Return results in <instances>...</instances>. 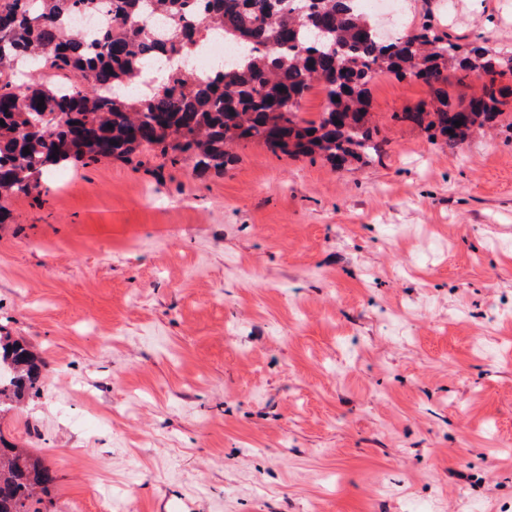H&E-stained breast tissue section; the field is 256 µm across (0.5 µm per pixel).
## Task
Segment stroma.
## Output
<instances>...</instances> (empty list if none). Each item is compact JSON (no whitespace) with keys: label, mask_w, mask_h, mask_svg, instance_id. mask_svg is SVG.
<instances>
[{"label":"stroma","mask_w":512,"mask_h":512,"mask_svg":"<svg viewBox=\"0 0 512 512\" xmlns=\"http://www.w3.org/2000/svg\"><path fill=\"white\" fill-rule=\"evenodd\" d=\"M512 50V0H407ZM451 146L375 77L379 157L233 147L101 159L10 197L0 327L43 358L0 437L56 472L51 512H512V75Z\"/></svg>","instance_id":"1"}]
</instances>
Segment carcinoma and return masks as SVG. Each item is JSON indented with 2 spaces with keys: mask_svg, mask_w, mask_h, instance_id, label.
<instances>
[{
  "mask_svg": "<svg viewBox=\"0 0 512 512\" xmlns=\"http://www.w3.org/2000/svg\"><path fill=\"white\" fill-rule=\"evenodd\" d=\"M372 26L361 0H0V192L141 149L189 157L199 172L224 170L241 141L334 167L369 160L379 145L367 85L381 73L435 88L431 109L399 119L451 145L500 115L495 76L512 72V52L465 50L428 14L385 41ZM215 38L236 50L224 66L195 76L170 66ZM160 67L165 80L148 83ZM451 67L481 81L457 104L439 88ZM315 87L325 107L304 120L300 102ZM42 368L26 343L0 335V414L37 394ZM54 482L42 457L0 442V512H44Z\"/></svg>",
  "mask_w": 512,
  "mask_h": 512,
  "instance_id": "carcinoma-1",
  "label": "carcinoma"
}]
</instances>
